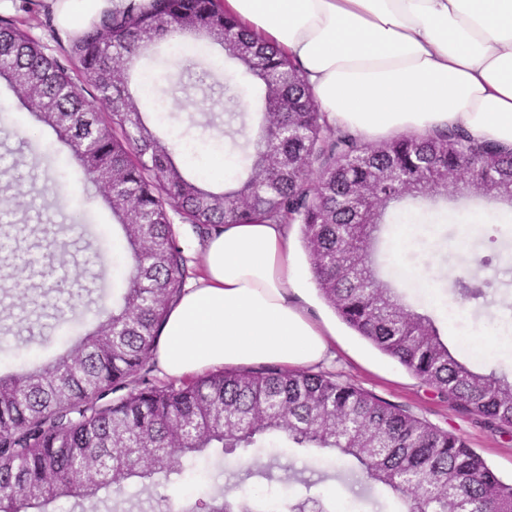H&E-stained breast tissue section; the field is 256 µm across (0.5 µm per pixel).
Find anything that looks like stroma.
Masks as SVG:
<instances>
[{
  "mask_svg": "<svg viewBox=\"0 0 512 512\" xmlns=\"http://www.w3.org/2000/svg\"><path fill=\"white\" fill-rule=\"evenodd\" d=\"M0 19L25 22L47 53L58 58L72 38L57 25L48 0H12L0 10ZM152 66L157 84L151 102L163 107L166 126L181 134L188 163L197 167L204 160L228 155L232 142L224 135L223 83L205 91L191 90L190 101H178L171 77L185 71L183 57L162 53ZM1 101L9 110L0 117V190L23 192L27 201L26 207L13 210L6 223H0V240L7 244L0 252V371L5 373L14 361H44L66 347L68 338L55 329L54 315L95 327L96 312L111 308L110 292L122 283L125 252L122 242L112 237L107 188L86 181L69 147L50 126L37 121L2 80ZM511 212L512 207L499 200L473 197L460 211L425 212L417 219L402 213L397 221L404 224L405 235H390L386 248L390 268L410 300L441 317L449 348L474 369L508 375L512 374V288L506 282L512 279V224L499 223L498 218ZM465 213L486 216L487 222L477 227L463 224ZM491 242L499 261L476 270L475 258L486 255ZM27 257L52 267V275L19 272L21 260ZM450 270L459 276L477 271L496 285L498 303L493 311L456 302L446 276ZM62 278L75 305L58 311L54 305L59 294L53 283ZM352 341L363 358L337 352L324 372L463 437L501 480L512 483V431L494 432L458 413L366 340L356 335ZM241 462L235 455H212L193 462L178 457L174 465L185 471L181 491L199 495L223 484L226 472Z\"/></svg>",
  "mask_w": 512,
  "mask_h": 512,
  "instance_id": "stroma-1",
  "label": "stroma"
}]
</instances>
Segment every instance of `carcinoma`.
Instances as JSON below:
<instances>
[{
    "mask_svg": "<svg viewBox=\"0 0 512 512\" xmlns=\"http://www.w3.org/2000/svg\"><path fill=\"white\" fill-rule=\"evenodd\" d=\"M177 40H207L238 66V81L261 87L259 131L241 148L242 173L214 192L179 164L176 142L156 136L130 82L135 64ZM67 63L11 21L0 22V78L21 76L48 112L33 114L70 147L90 183L108 186L112 220L129 253L124 288L97 330L64 353L20 372L0 374V512H45L60 497L97 512L104 492L136 512L134 499L165 512H336L312 488L333 477L375 505L392 495L398 512H512V484L499 479L468 442L374 394L311 370L220 369L178 385L141 375L169 306L184 291L186 258L173 218L202 233L222 224H298L310 271L337 316L397 360L437 397L496 431L512 428V379L459 360L436 320L405 303L380 275V245L393 204L434 202L450 181L460 192L480 178L512 202V151L456 127L404 132L363 143L330 127L299 66L252 36L224 0H129L73 37ZM109 109L102 118L74 77ZM224 100V126L246 119ZM455 298L493 304L489 283L456 279ZM278 442L303 455L332 454L351 464L339 474L273 457H248L204 500L178 503L160 492L178 483L171 466L189 459L248 453ZM266 480L263 494L242 488ZM133 495L127 489L134 481ZM288 481L305 493L285 499Z\"/></svg>",
    "mask_w": 512,
    "mask_h": 512,
    "instance_id": "cac0c4a2",
    "label": "carcinoma"
}]
</instances>
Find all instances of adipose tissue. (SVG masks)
<instances>
[{
  "label": "adipose tissue",
  "instance_id": "1",
  "mask_svg": "<svg viewBox=\"0 0 512 512\" xmlns=\"http://www.w3.org/2000/svg\"><path fill=\"white\" fill-rule=\"evenodd\" d=\"M127 0H51L78 33ZM300 67L328 123L364 142L458 127L512 149V0H225ZM285 224H226L197 284L172 303L154 356L172 378L219 368L307 369L333 356Z\"/></svg>",
  "mask_w": 512,
  "mask_h": 512
}]
</instances>
